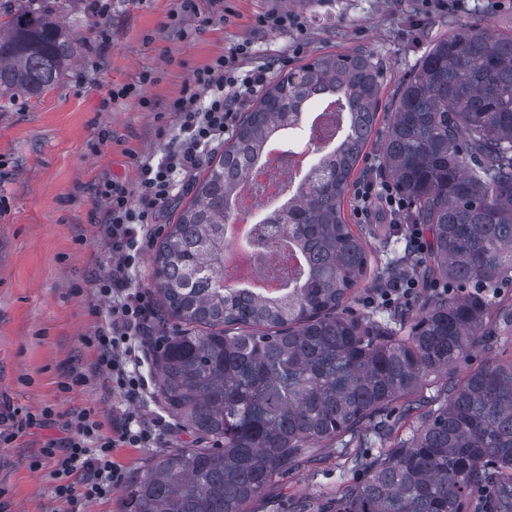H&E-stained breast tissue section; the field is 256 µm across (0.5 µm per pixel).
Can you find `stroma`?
<instances>
[{"label":"stroma","mask_w":512,"mask_h":512,"mask_svg":"<svg viewBox=\"0 0 512 512\" xmlns=\"http://www.w3.org/2000/svg\"><path fill=\"white\" fill-rule=\"evenodd\" d=\"M181 0H0V22L25 7L51 10L73 33L72 68L38 96L0 97V412L14 408L43 416L42 424L16 431L0 422V512H123L124 485L110 496L73 507L55 496V462L43 450L70 436L81 410H94L104 427L138 410L158 425L148 448L121 445L112 458L134 479L156 454L186 446L161 408L151 362L141 363L148 385L139 403L107 390L94 369L88 338L107 303L90 284L107 269L98 226L107 204L99 188L108 181L136 187L141 162L166 144L159 129L171 125L166 105L193 70L229 48L249 44L246 66H270L288 56L296 69L314 57L362 48L376 61L382 97L391 101L433 41L452 21L469 18L500 34L512 32V0H468L464 8L420 17L421 0H224L225 20H211L209 0L182 12ZM280 9L298 16L302 30L264 31L259 15ZM423 26L410 31L415 19ZM151 73L138 99H113L111 89ZM347 196L344 217L353 230L367 228L366 243L379 264L403 260L405 224L373 211L367 223ZM163 204L150 231L133 285L153 290L152 245L173 221ZM385 444L372 426L341 445L323 443L312 458L273 477L248 512H324L338 488Z\"/></svg>","instance_id":"obj_1"}]
</instances>
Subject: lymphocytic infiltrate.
Segmentation results:
<instances>
[{
  "mask_svg": "<svg viewBox=\"0 0 512 512\" xmlns=\"http://www.w3.org/2000/svg\"><path fill=\"white\" fill-rule=\"evenodd\" d=\"M247 53V46L241 45L193 71L179 96L168 105L179 123L175 143L157 161L141 165L137 190L115 181L103 186L107 215L99 235L108 252V268L94 278L93 286L108 307L104 322L89 342L96 352L98 373L128 402L138 400L145 388L143 378L131 364L158 318L149 292L132 288L131 271L158 207L174 190L176 177H189L200 166L208 150L223 141L248 96L266 82L268 68L243 65ZM353 195L359 202L357 215L361 218L369 217L367 204L373 200L393 216L409 206L391 182L370 176L355 184ZM70 427L72 433L67 439L50 443L44 450L56 461L55 494L65 500L73 497L72 477L78 472L83 475L85 500L107 496L125 478L112 459L116 444L143 448L155 440L154 428L132 412L111 436L103 434L102 424L91 410L81 411Z\"/></svg>",
  "mask_w": 512,
  "mask_h": 512,
  "instance_id": "obj_1",
  "label": "lymphocytic infiltrate"
}]
</instances>
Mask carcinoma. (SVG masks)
I'll list each match as a JSON object with an SVG mask.
<instances>
[{
	"label": "carcinoma",
	"instance_id": "carcinoma-1",
	"mask_svg": "<svg viewBox=\"0 0 512 512\" xmlns=\"http://www.w3.org/2000/svg\"><path fill=\"white\" fill-rule=\"evenodd\" d=\"M75 53L54 16L11 15L0 26V96L42 94ZM330 92L361 134L337 138L262 219L278 226L275 254L290 265L285 296L228 283L237 187L264 143L298 129L307 104ZM380 94L361 48L286 73L244 113L191 200L174 206L153 271L163 318L179 327L146 342L161 401L192 441L151 459L126 489L125 512H246L310 449L366 424L392 441L327 512H512V358L448 375L473 344L492 349L512 333V311L489 319L498 290L512 286V35L458 23L388 106L384 168L413 204L406 223L432 235L424 259L409 264L453 287L396 326L349 309L368 251L343 206ZM431 374L435 396L413 397ZM399 399L413 421L393 437L387 412Z\"/></svg>",
	"mask_w": 512,
	"mask_h": 512
}]
</instances>
